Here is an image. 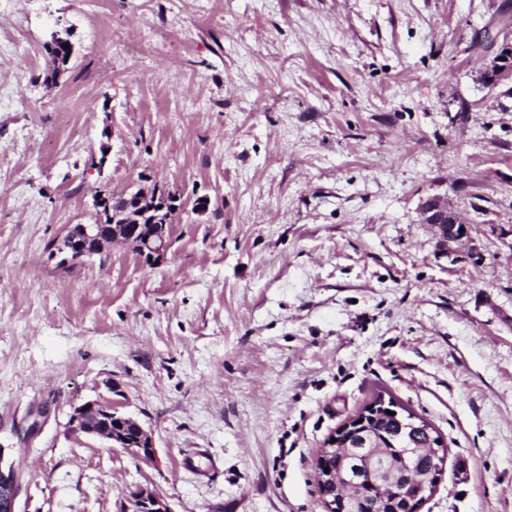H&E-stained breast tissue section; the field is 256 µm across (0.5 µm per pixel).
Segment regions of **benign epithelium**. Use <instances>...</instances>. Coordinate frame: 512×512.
I'll return each instance as SVG.
<instances>
[{
    "instance_id": "7a95c632",
    "label": "benign epithelium",
    "mask_w": 512,
    "mask_h": 512,
    "mask_svg": "<svg viewBox=\"0 0 512 512\" xmlns=\"http://www.w3.org/2000/svg\"><path fill=\"white\" fill-rule=\"evenodd\" d=\"M495 46L494 57L486 67L488 76L496 83L512 80V38L497 39ZM153 205L164 223L143 224L116 213L109 224H81L68 229L59 248L65 254L63 261L76 264L111 244H122L151 265L163 262L171 211L178 210L179 205L164 198ZM418 217L420 223L435 230L438 250L451 260H458L463 245L470 252H477L472 225L448 206V199H422ZM383 411L393 412L397 423L390 438L375 427ZM70 423L74 432L96 436L111 448L131 449L143 460L148 461L155 454L152 434L110 402L93 400L82 404L75 408ZM425 435L432 436L430 428L413 417L407 418L396 404L383 397L347 421L327 440L317 458L324 512H418L438 482V474L423 463L428 449L419 443ZM20 476L19 467L5 458L0 448V512H18ZM134 498L137 512H172L167 501L150 488H139Z\"/></svg>"
}]
</instances>
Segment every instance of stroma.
Here are the masks:
<instances>
[{
    "instance_id": "1",
    "label": "stroma",
    "mask_w": 512,
    "mask_h": 512,
    "mask_svg": "<svg viewBox=\"0 0 512 512\" xmlns=\"http://www.w3.org/2000/svg\"><path fill=\"white\" fill-rule=\"evenodd\" d=\"M512 0H0V447L19 512H322L388 394L441 435L420 512H512ZM74 53L55 86L52 34ZM185 202L163 263L52 247L96 195ZM448 198L479 253L418 219ZM114 403L154 461L70 431ZM494 44L496 46L495 54L486 70L488 76L496 83L488 81L485 77L487 83L493 85L512 80V38L504 36L501 40L496 39ZM138 512H172L167 501L156 491L141 487L134 494Z\"/></svg>"
}]
</instances>
